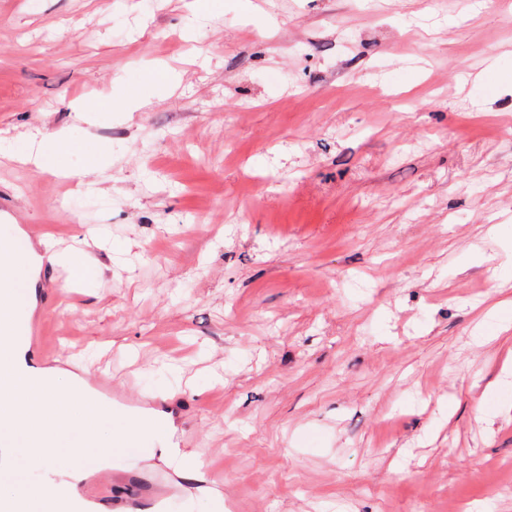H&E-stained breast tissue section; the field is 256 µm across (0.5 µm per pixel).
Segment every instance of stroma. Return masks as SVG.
Listing matches in <instances>:
<instances>
[{"label":"stroma","instance_id":"obj_1","mask_svg":"<svg viewBox=\"0 0 512 512\" xmlns=\"http://www.w3.org/2000/svg\"><path fill=\"white\" fill-rule=\"evenodd\" d=\"M184 8L0 0V145L72 141L0 205L93 269L43 344L180 399L224 512H512V0Z\"/></svg>","mask_w":512,"mask_h":512}]
</instances>
